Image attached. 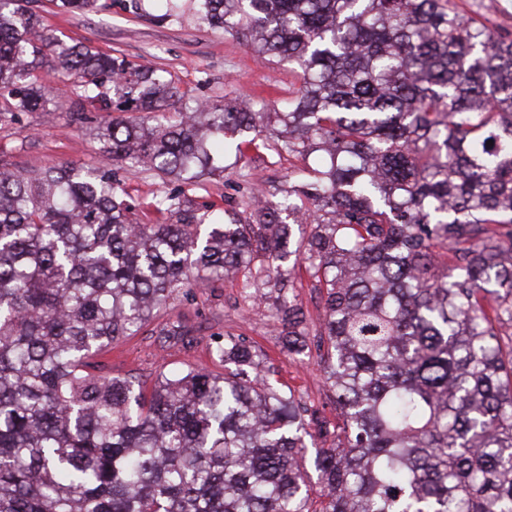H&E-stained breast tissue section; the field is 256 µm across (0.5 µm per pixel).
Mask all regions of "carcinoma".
Segmentation results:
<instances>
[{"instance_id":"obj_1","label":"carcinoma","mask_w":512,"mask_h":512,"mask_svg":"<svg viewBox=\"0 0 512 512\" xmlns=\"http://www.w3.org/2000/svg\"><path fill=\"white\" fill-rule=\"evenodd\" d=\"M27 2L0 0V125L50 110L46 51L74 120L121 115L98 126L97 166L0 161V512H512V33L457 0H194L297 73L270 112L188 106L162 71L46 33ZM263 132L327 164L276 208L252 191L251 224L202 231L194 200L166 191L170 221L142 224L124 198L128 162L192 189ZM298 268L322 293L327 447L242 336L215 348L224 373L174 368L148 394L87 371L175 289L246 272L275 276L253 300L304 355ZM156 329L192 342L179 317Z\"/></svg>"}]
</instances>
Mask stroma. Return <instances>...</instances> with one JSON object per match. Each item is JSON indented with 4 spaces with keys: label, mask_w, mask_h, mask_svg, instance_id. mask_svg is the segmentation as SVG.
<instances>
[{
    "label": "stroma",
    "mask_w": 512,
    "mask_h": 512,
    "mask_svg": "<svg viewBox=\"0 0 512 512\" xmlns=\"http://www.w3.org/2000/svg\"><path fill=\"white\" fill-rule=\"evenodd\" d=\"M29 7L42 16L49 33L65 43H85L164 68L189 104L231 106L246 94L273 106L287 97L295 80L288 66L258 55L237 37L208 29L189 2L176 20L160 18L157 10L140 6L139 0H99L97 9L86 14L64 12L54 0H31ZM74 108L71 96L65 94L56 97L50 111L18 113L12 124L0 126V159L27 171L96 163L101 157L96 128L110 115L93 112L81 124L71 119ZM320 163L316 155L300 161L277 154L275 140L265 138L242 160L226 157L223 174L208 178L192 197L196 205L208 206L214 213H232L246 223L251 219L246 201L253 186L261 187L268 205H276L294 183L297 168ZM120 179L141 223H168L167 214L156 211L151 200L156 192L178 190V183L161 182L131 163L124 165ZM255 288L252 278L240 275L211 288L179 290L167 313L181 317L193 329L190 347L169 346L148 328L94 356V373L132 376L148 387L160 372L175 367L204 366L220 373L224 365L212 355L219 337L243 336L266 352L274 380L314 404L328 420H335L334 395L323 383L314 359L300 360L282 351L269 310L252 300Z\"/></svg>",
    "instance_id": "1"
}]
</instances>
